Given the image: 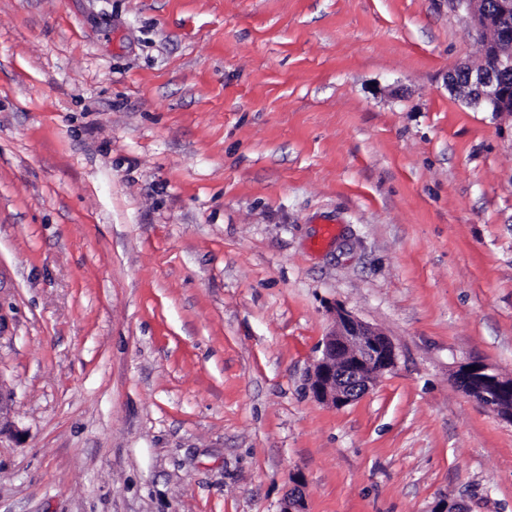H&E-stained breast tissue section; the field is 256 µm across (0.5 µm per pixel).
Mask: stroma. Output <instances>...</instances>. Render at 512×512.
I'll return each mask as SVG.
<instances>
[{
    "label": "stroma",
    "instance_id": "obj_1",
    "mask_svg": "<svg viewBox=\"0 0 512 512\" xmlns=\"http://www.w3.org/2000/svg\"><path fill=\"white\" fill-rule=\"evenodd\" d=\"M455 0H0V512H512V115ZM395 367L309 390L332 308ZM462 374L465 375L467 382H472L482 402V398L488 400L487 407L495 411L498 410L497 397L503 395L506 391H512V378H503L496 371L483 364L464 365ZM476 366V369H471Z\"/></svg>",
    "mask_w": 512,
    "mask_h": 512
}]
</instances>
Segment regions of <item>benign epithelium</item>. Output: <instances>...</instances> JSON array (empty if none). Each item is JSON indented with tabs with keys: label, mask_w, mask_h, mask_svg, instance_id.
Instances as JSON below:
<instances>
[{
	"label": "benign epithelium",
	"mask_w": 512,
	"mask_h": 512,
	"mask_svg": "<svg viewBox=\"0 0 512 512\" xmlns=\"http://www.w3.org/2000/svg\"><path fill=\"white\" fill-rule=\"evenodd\" d=\"M465 7L489 48L491 63L477 70L459 68L463 78H450L449 88L469 104L489 106L493 112H512V0H496V9L484 0H455ZM335 328L325 337L316 361L309 389L321 403L345 407L366 393L394 366L397 359L393 341L378 328L355 317L342 307L334 309ZM463 374L476 393L498 409L497 397L512 391V378L491 368L465 365ZM302 482L295 483L280 512H305Z\"/></svg>",
	"instance_id": "benign-epithelium-1"
}]
</instances>
